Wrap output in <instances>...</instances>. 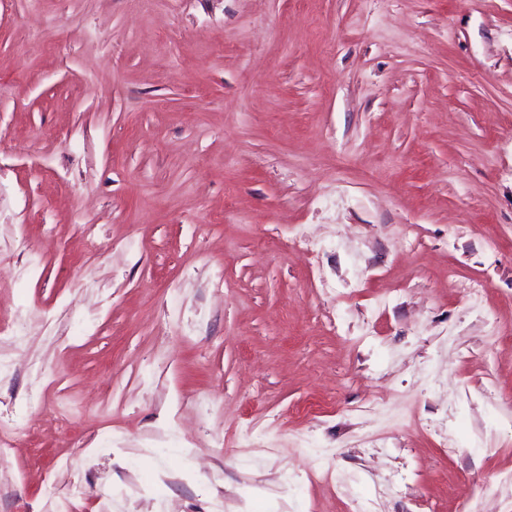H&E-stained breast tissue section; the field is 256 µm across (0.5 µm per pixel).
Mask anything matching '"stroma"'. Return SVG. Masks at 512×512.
<instances>
[{"instance_id":"stroma-1","label":"stroma","mask_w":512,"mask_h":512,"mask_svg":"<svg viewBox=\"0 0 512 512\" xmlns=\"http://www.w3.org/2000/svg\"><path fill=\"white\" fill-rule=\"evenodd\" d=\"M63 496L512 512V0H0V512Z\"/></svg>"}]
</instances>
